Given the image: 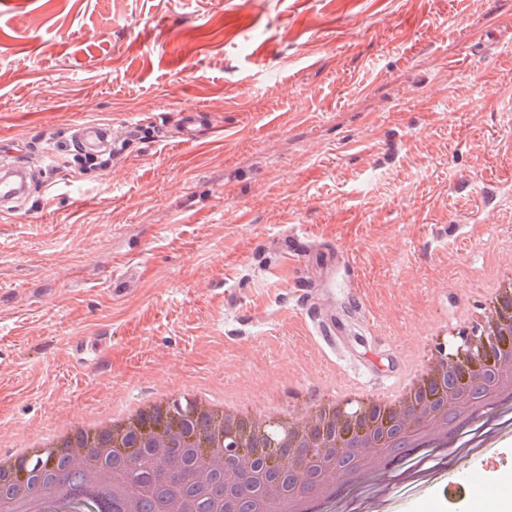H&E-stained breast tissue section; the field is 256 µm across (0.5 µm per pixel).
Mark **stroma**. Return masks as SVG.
I'll list each match as a JSON object with an SVG mask.
<instances>
[{"instance_id":"1","label":"stroma","mask_w":512,"mask_h":512,"mask_svg":"<svg viewBox=\"0 0 512 512\" xmlns=\"http://www.w3.org/2000/svg\"><path fill=\"white\" fill-rule=\"evenodd\" d=\"M188 103L215 133L167 139ZM9 145L39 180L0 215V443L199 386L306 416L512 266V0H0ZM511 463L512 418L360 496L458 512L450 474L512 497ZM72 141L79 144L87 151L97 150L108 147L111 144H117L115 141L114 130L109 126L94 122H86L77 125L73 130Z\"/></svg>"}]
</instances>
